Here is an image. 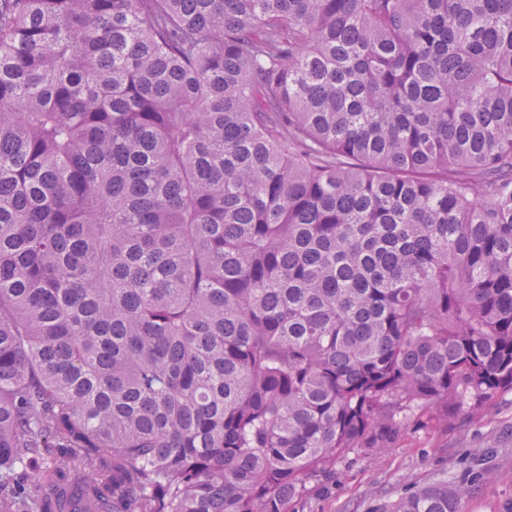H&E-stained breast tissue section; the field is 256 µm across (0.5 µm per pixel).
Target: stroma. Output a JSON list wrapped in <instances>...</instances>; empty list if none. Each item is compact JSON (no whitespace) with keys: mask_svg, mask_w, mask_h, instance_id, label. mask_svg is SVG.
<instances>
[{"mask_svg":"<svg viewBox=\"0 0 512 512\" xmlns=\"http://www.w3.org/2000/svg\"><path fill=\"white\" fill-rule=\"evenodd\" d=\"M475 480L460 512H512V390L455 413L444 429L408 427L386 453L352 452L290 512H383L438 477Z\"/></svg>","mask_w":512,"mask_h":512,"instance_id":"35a3bbf8","label":"stroma"}]
</instances>
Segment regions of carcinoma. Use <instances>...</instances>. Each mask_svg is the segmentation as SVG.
<instances>
[{"label": "carcinoma", "mask_w": 512, "mask_h": 512, "mask_svg": "<svg viewBox=\"0 0 512 512\" xmlns=\"http://www.w3.org/2000/svg\"><path fill=\"white\" fill-rule=\"evenodd\" d=\"M511 389L512 0H0V512H288Z\"/></svg>", "instance_id": "1"}]
</instances>
